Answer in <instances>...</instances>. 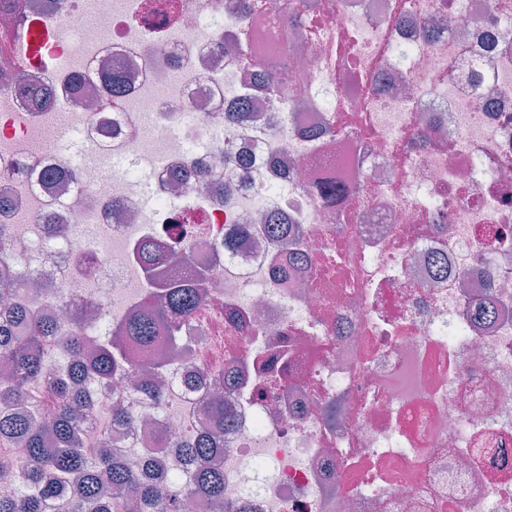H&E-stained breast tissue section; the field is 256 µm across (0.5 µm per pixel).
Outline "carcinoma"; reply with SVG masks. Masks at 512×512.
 Returning a JSON list of instances; mask_svg holds the SVG:
<instances>
[{"label": "carcinoma", "mask_w": 512, "mask_h": 512, "mask_svg": "<svg viewBox=\"0 0 512 512\" xmlns=\"http://www.w3.org/2000/svg\"><path fill=\"white\" fill-rule=\"evenodd\" d=\"M251 86L273 99L286 90V82L270 83L248 74ZM25 97L36 108L49 101L50 92L29 86ZM270 237L286 248L288 237L274 215L265 216ZM146 269L165 271L169 256L189 257L172 239L159 237L136 249ZM30 266L10 268L8 239L0 235V297L13 296L12 277H29ZM206 276L188 273L174 282L163 278L159 291L143 311L117 330V335L92 338L80 327L42 320L34 306L22 301L0 304V362L8 364L11 378L0 381V448L20 445L22 489L0 494V512H183L181 486L161 495L152 482L140 477L109 437L102 444L88 440L77 408L84 383L93 379L117 393L112 400V421L128 422L133 410L118 396L112 382L130 354L139 355L154 369L165 359L156 353L162 344L176 341L180 325L197 311ZM216 433L193 435L180 447L190 465L188 487L213 503L224 501V449L217 444L224 433V408L214 411Z\"/></svg>", "instance_id": "carcinoma-1"}]
</instances>
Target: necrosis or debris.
Listing matches in <instances>:
<instances>
[{"instance_id": "4bbe7bcc", "label": "necrosis or debris", "mask_w": 512, "mask_h": 512, "mask_svg": "<svg viewBox=\"0 0 512 512\" xmlns=\"http://www.w3.org/2000/svg\"><path fill=\"white\" fill-rule=\"evenodd\" d=\"M34 2L0 22V188L17 200L11 245L35 257L33 300L117 327L155 289L136 247L175 222L209 273L163 400L132 396L128 463L154 432L179 470L170 444L220 400L225 502L512 512V237L487 248L512 228V0H249L245 15L238 0ZM60 58L84 106L32 111L17 71L41 86ZM254 60L288 91L241 108ZM116 63L113 101L101 73ZM73 125L89 143L77 170L39 147ZM189 136L207 148L188 152ZM336 177L349 195L324 206L314 185ZM263 212L299 228L307 261L287 275Z\"/></svg>"}]
</instances>
